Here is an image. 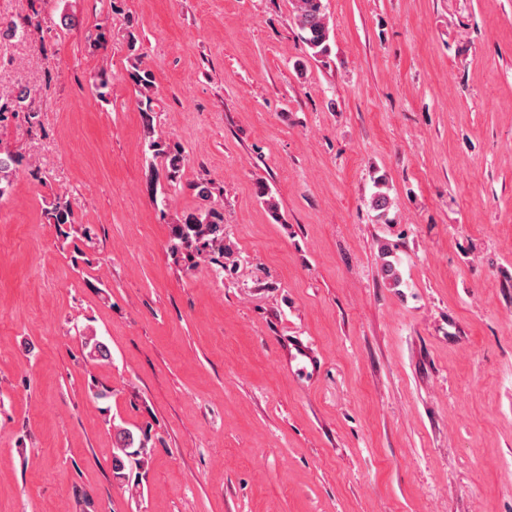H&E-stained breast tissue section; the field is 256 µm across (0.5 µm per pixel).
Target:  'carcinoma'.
Here are the masks:
<instances>
[{
    "label": "carcinoma",
    "instance_id": "cac0c4a2",
    "mask_svg": "<svg viewBox=\"0 0 512 512\" xmlns=\"http://www.w3.org/2000/svg\"><path fill=\"white\" fill-rule=\"evenodd\" d=\"M294 21L300 30L301 39L311 50V56L315 59L330 56L331 29L325 12L323 0H294ZM41 27L38 14L25 16L20 23H8L6 28L11 35L16 37L32 36ZM127 44L129 50L128 67L126 78L140 90L147 93L144 99L140 100L139 111L144 117V129L149 141L148 150L152 156L161 157L165 161L166 186L160 190H152V196H165V187L177 186L182 173V162L184 160L182 150L175 146L173 148L165 145L162 141L153 138V126L150 123V113L154 111L153 98L148 95L155 86L154 75L143 60V55L136 49L137 38L134 32L127 33ZM32 90L25 88L12 97H0V122L7 119L8 115H18L21 108V101L30 99ZM22 163V155L11 150L7 146H0V197L7 193L12 185L16 169ZM376 191L371 197V207L376 212L377 222L389 224V212L393 201L389 194L386 179L379 177L374 181ZM197 197L201 204L182 214L181 218L171 228V251L172 253H186L191 265L201 261L212 259L217 253L224 255V212L223 209L213 200V191L210 183L198 182L195 184ZM49 223L57 228L72 226L75 224L73 211L70 203L62 197H57L47 210ZM392 256L391 248L383 244L380 246V257L382 259V273L393 285L401 283L400 273ZM83 346L86 356L94 361H107L111 357L108 346L100 341L93 334L83 336ZM138 456L135 463L142 466L148 456V436L136 438L134 432L128 428H119L116 431V447L112 457V470L115 477H125L126 460L132 456Z\"/></svg>",
    "mask_w": 512,
    "mask_h": 512
}]
</instances>
